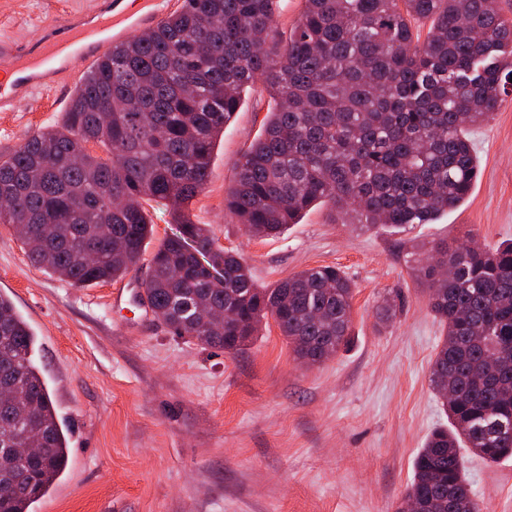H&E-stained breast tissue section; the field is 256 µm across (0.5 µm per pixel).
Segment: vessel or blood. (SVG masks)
<instances>
[{
    "mask_svg": "<svg viewBox=\"0 0 512 512\" xmlns=\"http://www.w3.org/2000/svg\"><path fill=\"white\" fill-rule=\"evenodd\" d=\"M130 17L125 0H92L88 9L55 20L39 43L1 38L0 112L17 111L38 93L65 85L79 66L105 52L114 28Z\"/></svg>",
    "mask_w": 512,
    "mask_h": 512,
    "instance_id": "b4317fda",
    "label": "vessel or blood"
}]
</instances>
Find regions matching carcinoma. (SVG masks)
Segmentation results:
<instances>
[{
  "mask_svg": "<svg viewBox=\"0 0 512 512\" xmlns=\"http://www.w3.org/2000/svg\"><path fill=\"white\" fill-rule=\"evenodd\" d=\"M278 0H183L153 26L112 43L76 86L61 123L0 160V223L28 237L31 263L70 285L122 279L154 236L140 200L171 203L142 282L176 336L226 353L271 318L297 357L325 361L348 339L353 284L333 266L272 288L192 222L211 156L245 93L272 107L236 160L225 208L256 237L281 234L311 207L354 212L368 230L431 224L477 178L469 130L512 93V19L498 0H302L283 30ZM97 150L91 151L88 144ZM421 268L443 324L430 382L449 426L427 438L409 490L418 512H481L459 449L512 457V241L435 245ZM36 336L0 294V512H32L69 461L67 435L33 363ZM509 362L493 368L492 349ZM40 440V453L12 449Z\"/></svg>",
  "mask_w": 512,
  "mask_h": 512,
  "instance_id": "carcinoma-1",
  "label": "carcinoma"
}]
</instances>
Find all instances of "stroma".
<instances>
[{"instance_id":"stroma-1","label":"stroma","mask_w":512,"mask_h":512,"mask_svg":"<svg viewBox=\"0 0 512 512\" xmlns=\"http://www.w3.org/2000/svg\"><path fill=\"white\" fill-rule=\"evenodd\" d=\"M89 0H0V38L43 39L46 24ZM268 93L249 90L190 205L217 246L271 287L307 267H340L354 284L349 342L317 366L296 360L275 322L239 353L173 335L125 278L76 288L29 261L0 224V294L37 338L33 360L68 430L69 462L33 512H396L413 460L448 417L429 385L443 326L418 279L425 252L468 235L512 240V95L470 132L479 175L466 201L431 224L377 232L318 204L280 235L250 236L226 210L235 161L262 132ZM57 93L0 112V159L56 126ZM392 302L397 313L380 323ZM483 512H512V458L462 449Z\"/></svg>"}]
</instances>
